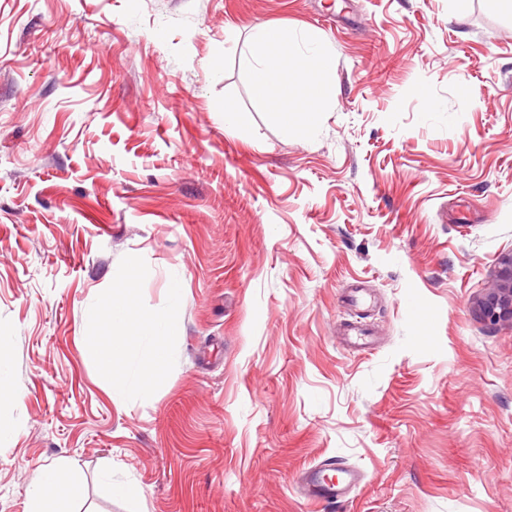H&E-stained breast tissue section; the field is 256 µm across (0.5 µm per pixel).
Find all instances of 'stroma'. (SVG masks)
<instances>
[{"label":"stroma","instance_id":"35a3bbf8","mask_svg":"<svg viewBox=\"0 0 512 512\" xmlns=\"http://www.w3.org/2000/svg\"><path fill=\"white\" fill-rule=\"evenodd\" d=\"M258 24L323 38L324 98L256 83ZM511 253L500 0H0V512L50 465L57 512H318L320 463L366 482L319 512H512V325L474 310ZM122 280L171 328L117 403L86 312ZM21 401L20 393L14 388L11 371L7 364L0 360V408L16 405Z\"/></svg>","mask_w":512,"mask_h":512}]
</instances>
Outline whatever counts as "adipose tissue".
<instances>
[{
	"mask_svg": "<svg viewBox=\"0 0 512 512\" xmlns=\"http://www.w3.org/2000/svg\"><path fill=\"white\" fill-rule=\"evenodd\" d=\"M251 40L256 47L253 75L264 83L281 73L298 70L316 74L317 80L307 89L309 99H316L325 91L323 79L332 58L325 51L321 39L309 32L284 29L277 37H270L266 28L255 27ZM136 316L139 329L135 335H114L103 340L96 353L108 379L114 401L145 399L151 394L149 378L165 356L164 337L168 317L143 308L133 285L113 289L110 296L92 305L87 311L89 320L110 321L120 325L128 316Z\"/></svg>",
	"mask_w": 512,
	"mask_h": 512,
	"instance_id": "obj_1",
	"label": "adipose tissue"
}]
</instances>
